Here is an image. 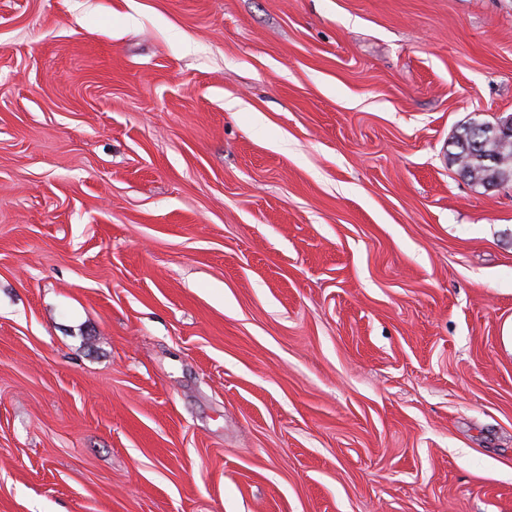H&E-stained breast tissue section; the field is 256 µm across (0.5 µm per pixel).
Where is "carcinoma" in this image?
<instances>
[{"label": "carcinoma", "mask_w": 512, "mask_h": 512, "mask_svg": "<svg viewBox=\"0 0 512 512\" xmlns=\"http://www.w3.org/2000/svg\"><path fill=\"white\" fill-rule=\"evenodd\" d=\"M488 133H476V124L464 127L459 134L454 161L460 170L479 184H498L512 181V135L500 137L486 126Z\"/></svg>", "instance_id": "carcinoma-1"}]
</instances>
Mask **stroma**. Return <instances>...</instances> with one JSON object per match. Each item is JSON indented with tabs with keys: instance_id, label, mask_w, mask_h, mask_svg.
Here are the masks:
<instances>
[{
	"instance_id": "35a3bbf8",
	"label": "stroma",
	"mask_w": 512,
	"mask_h": 512,
	"mask_svg": "<svg viewBox=\"0 0 512 512\" xmlns=\"http://www.w3.org/2000/svg\"><path fill=\"white\" fill-rule=\"evenodd\" d=\"M512 0H0V512H512ZM476 126H484L488 133L478 135ZM456 146L454 161L471 181L482 185L512 181V135L500 137L485 123H469Z\"/></svg>"
}]
</instances>
